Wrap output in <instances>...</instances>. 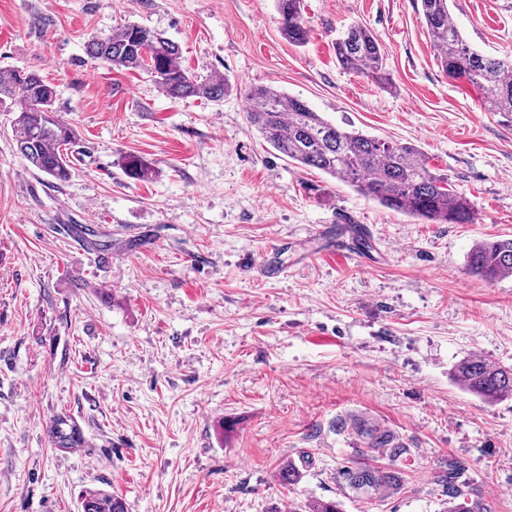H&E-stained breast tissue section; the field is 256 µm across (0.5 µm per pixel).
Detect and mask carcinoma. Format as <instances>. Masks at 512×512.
<instances>
[{"label": "carcinoma", "mask_w": 512, "mask_h": 512, "mask_svg": "<svg viewBox=\"0 0 512 512\" xmlns=\"http://www.w3.org/2000/svg\"><path fill=\"white\" fill-rule=\"evenodd\" d=\"M423 18L437 51L442 70L452 79L464 78L486 94L485 107L512 119V63L484 55L471 46L451 18L449 0H420ZM279 32L290 44L306 43L309 31L302 14V0H275ZM91 57L127 71L150 74L161 92L171 99L189 97L220 102L229 89L222 77L205 79L183 64L181 51L163 33L141 23L129 22L105 36L88 41ZM336 58L346 71L363 74L381 89L391 86L379 40L367 27L354 24L336 38ZM246 119L277 152L289 161L316 168L352 187L361 196L398 212L434 224H476L474 204L454 190L448 175L436 172L416 147L337 126L303 99L274 85L244 89ZM54 86L34 72L0 70V103L14 101L15 141L18 152L35 169L59 183L71 176L69 157L63 150L72 144V126L56 116ZM125 171L138 179L148 171L137 156L125 162ZM469 272L489 283L512 276V238H484L467 254ZM453 380L464 391L494 402L512 398V366L468 356L453 370ZM51 444L61 452L85 445L81 427L69 416L58 415L46 426ZM302 476L288 462L278 473L281 485L291 487ZM369 486H396V472L350 473ZM458 468L441 479L450 504L448 512H491L477 508L457 483ZM297 512H340L335 500L298 503ZM80 512H128L124 499L103 489H89L80 496Z\"/></svg>", "instance_id": "cac0c4a2"}]
</instances>
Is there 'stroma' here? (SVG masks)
<instances>
[{"instance_id": "obj_1", "label": "stroma", "mask_w": 512, "mask_h": 512, "mask_svg": "<svg viewBox=\"0 0 512 512\" xmlns=\"http://www.w3.org/2000/svg\"><path fill=\"white\" fill-rule=\"evenodd\" d=\"M486 55L512 59V0H452ZM288 44L274 0H0V69L37 72L70 123L59 183L17 153L0 104V512H77L109 488L128 512H447L437 477L464 464L470 498L512 512V398L451 371L512 365V277L466 256L512 238V122L442 70L420 0H303ZM137 21L179 44L223 102L172 100L88 40ZM380 40L388 90L344 71L335 42ZM273 84L337 124L410 143L473 201L476 224H427L288 161L246 121ZM149 166L140 179L127 155ZM278 275H268V267ZM64 414L86 447L55 450ZM388 435L368 447L351 422ZM302 472L286 488L278 470ZM394 471L358 488L346 469ZM469 272L493 283L512 276V238H484L477 241L467 254ZM452 376L464 391L485 401L512 398V366L468 356L454 367Z\"/></svg>"}]
</instances>
